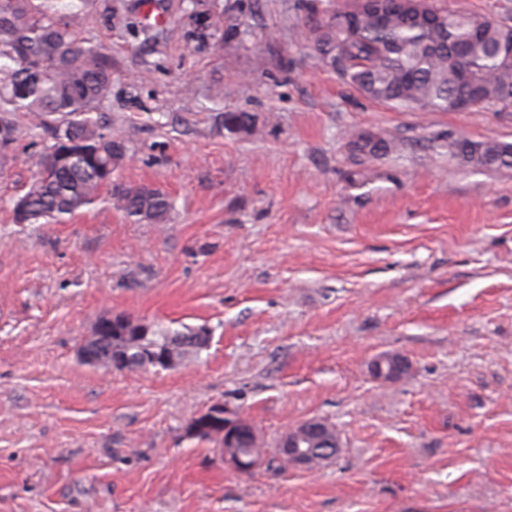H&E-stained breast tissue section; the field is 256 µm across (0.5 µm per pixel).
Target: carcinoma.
<instances>
[{
	"label": "carcinoma",
	"instance_id": "obj_1",
	"mask_svg": "<svg viewBox=\"0 0 512 512\" xmlns=\"http://www.w3.org/2000/svg\"><path fill=\"white\" fill-rule=\"evenodd\" d=\"M69 4L67 21L57 19L56 0H0V148L15 140L5 117L24 112L49 130L52 144L39 159L36 177L12 204L24 203L26 224L62 223L110 191L116 209L137 222L165 223L173 200L147 185L112 180L129 147L102 131L92 114L112 82V59L79 36L81 4ZM412 0H348L315 36L318 53L341 79L365 97L395 108L448 112L466 95L474 111L512 112V65L499 48L504 22L428 0L430 20L413 16ZM367 156L388 152L390 143L352 136ZM451 157L488 170L512 168V143L448 140ZM112 355L128 358L106 368L171 369L210 343L206 328L175 330L117 314L110 326ZM188 435L224 447V418L204 426L191 421Z\"/></svg>",
	"mask_w": 512,
	"mask_h": 512
}]
</instances>
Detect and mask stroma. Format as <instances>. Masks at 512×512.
<instances>
[{"label": "stroma", "mask_w": 512, "mask_h": 512, "mask_svg": "<svg viewBox=\"0 0 512 512\" xmlns=\"http://www.w3.org/2000/svg\"><path fill=\"white\" fill-rule=\"evenodd\" d=\"M344 0H89L112 59L100 104L130 151L116 182L175 202L163 224L109 196L60 224L11 201L50 143L25 115L0 149V512H512V169L449 139L512 143V112H409L314 47ZM246 112L252 128H225ZM391 143L371 158L352 133ZM123 314L204 327L175 368L79 353ZM409 363L381 379L373 361ZM215 404L267 457L248 472L187 433ZM319 419L332 462L279 470ZM448 153L474 167L488 170L512 168V143L509 142H478L457 137L448 141ZM321 431V420L311 419L304 421L283 434L280 439L278 452L291 459L292 467L308 469L310 458L316 448H334L331 445L314 448L315 441Z\"/></svg>", "instance_id": "35a3bbf8"}]
</instances>
